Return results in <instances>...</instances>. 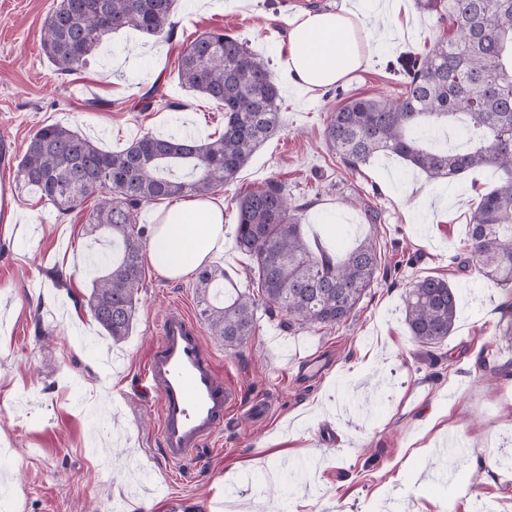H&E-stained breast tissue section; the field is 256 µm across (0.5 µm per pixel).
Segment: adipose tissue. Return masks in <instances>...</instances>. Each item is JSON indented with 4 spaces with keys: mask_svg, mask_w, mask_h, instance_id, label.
<instances>
[{
    "mask_svg": "<svg viewBox=\"0 0 512 512\" xmlns=\"http://www.w3.org/2000/svg\"><path fill=\"white\" fill-rule=\"evenodd\" d=\"M351 0L335 11L303 12L288 23L284 76L311 89L339 83L367 64ZM224 245V206L209 199L178 202L158 214L150 258L166 277L180 278Z\"/></svg>",
    "mask_w": 512,
    "mask_h": 512,
    "instance_id": "1",
    "label": "adipose tissue"
}]
</instances>
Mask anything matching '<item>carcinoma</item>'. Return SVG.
I'll return each mask as SVG.
<instances>
[{"mask_svg": "<svg viewBox=\"0 0 512 512\" xmlns=\"http://www.w3.org/2000/svg\"><path fill=\"white\" fill-rule=\"evenodd\" d=\"M178 0H57L41 27V49L58 73L83 71L105 37L126 28L154 42L171 39ZM446 31L408 68L401 96H351L325 128L329 148L356 171L378 156H396L435 182L491 167L497 186L481 194L468 224L469 254L492 285L512 299V0H416ZM186 89L224 106V133L212 140L152 136L107 151L59 123L29 138L14 171L18 193L34 195L64 217L95 199L86 223L104 232L112 250L88 259V306L114 342L129 334L144 287L146 228L142 206L206 199L233 181L256 149L283 127L280 88L268 65L231 34L206 32L177 62ZM236 248L251 260L253 291L232 292L220 266L197 274L200 317L227 349L246 345L258 308L295 325L333 327L347 321L381 267L375 243L339 256L310 243L302 205L276 178L245 190L235 202ZM458 293L441 277L414 280L404 298L405 323L424 347L454 331Z\"/></svg>", "mask_w": 512, "mask_h": 512, "instance_id": "carcinoma-1", "label": "carcinoma"}]
</instances>
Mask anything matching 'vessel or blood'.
Wrapping results in <instances>:
<instances>
[{
	"label": "vessel or blood",
	"mask_w": 512,
	"mask_h": 512,
	"mask_svg": "<svg viewBox=\"0 0 512 512\" xmlns=\"http://www.w3.org/2000/svg\"><path fill=\"white\" fill-rule=\"evenodd\" d=\"M143 378L157 401L158 439L171 463L198 459L203 444L240 409L235 390L216 369L200 327L180 308L170 309L160 321Z\"/></svg>",
	"instance_id": "1"
}]
</instances>
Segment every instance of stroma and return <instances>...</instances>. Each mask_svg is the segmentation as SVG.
<instances>
[{"mask_svg":"<svg viewBox=\"0 0 512 512\" xmlns=\"http://www.w3.org/2000/svg\"><path fill=\"white\" fill-rule=\"evenodd\" d=\"M55 4L0 0V186L10 188L17 158L46 124L79 129L112 151L186 125L199 139L213 137L224 129V110L180 87L185 46L221 29L277 75L288 20L336 10L341 0H179L171 40L109 35L73 75L58 74L41 50L42 21ZM360 6L367 65L328 88L282 87L284 129L215 194L224 203V249L207 263L248 290L235 199L275 177L303 206L307 239L376 241L378 279L339 325L284 331L263 316L242 348L207 340L241 403L264 401L269 414L229 420L200 463L163 457L156 403L135 389L164 312L177 305L198 316L195 275L171 279L146 264L130 333L112 342L86 305L92 202L61 218L10 188L0 223V448L13 451L0 457V491L12 495L9 512H111L118 500L124 512H477L482 503L512 512V375L495 371L512 363V339L498 327L502 295L465 246L478 193L500 174L483 168L437 186L400 159L374 158L354 171L329 149V115L354 95L399 96L404 64L440 31L414 0L395 21L377 15L375 0ZM153 87L181 109L136 111ZM369 208L377 223H368ZM427 275L460 293L454 332L430 350L412 339L403 314L410 282ZM319 351L333 356L334 369L296 382L299 358ZM452 436L462 458L446 450ZM452 466L459 475L445 480Z\"/></svg>","mask_w":512,"mask_h":512,"instance_id":"1","label":"stroma"}]
</instances>
